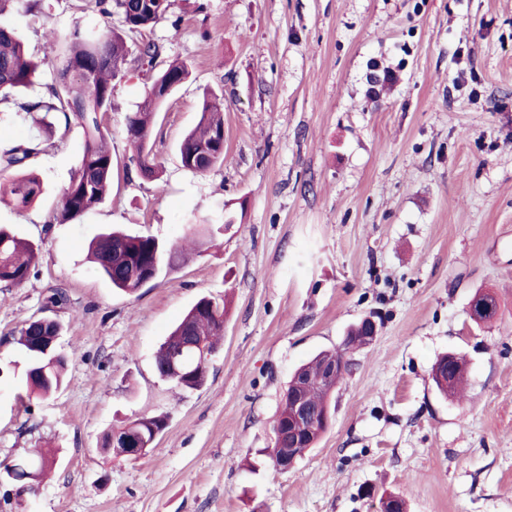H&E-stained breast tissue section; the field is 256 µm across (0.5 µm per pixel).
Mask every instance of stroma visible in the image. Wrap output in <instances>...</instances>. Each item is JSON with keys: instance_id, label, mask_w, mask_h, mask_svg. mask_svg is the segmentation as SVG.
Listing matches in <instances>:
<instances>
[{"instance_id": "stroma-1", "label": "stroma", "mask_w": 512, "mask_h": 512, "mask_svg": "<svg viewBox=\"0 0 512 512\" xmlns=\"http://www.w3.org/2000/svg\"><path fill=\"white\" fill-rule=\"evenodd\" d=\"M0 24L42 63L0 102L3 149L43 135L20 104L53 79L46 33L120 21L39 0ZM151 37L162 61L192 65L153 130L159 177L139 175L126 139L153 82L131 62L106 115V201L54 223L82 153L59 127L30 166L42 195L0 208L38 252L22 286H0V460H54L35 492L0 484V512H380L385 493L407 512H512V0H171ZM208 91L224 97V162L195 173L177 146ZM112 227L199 248L128 296L85 259ZM53 288L69 301L50 310ZM480 294L498 311L477 323ZM203 296L223 299L224 338L206 384L179 391L155 354ZM369 315L377 335L350 353L328 428L276 470L264 451L291 375ZM45 316L69 362L40 399L16 336ZM446 353L467 365L459 399L432 379ZM160 414L145 455L102 450L112 428Z\"/></svg>"}]
</instances>
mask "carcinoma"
Masks as SVG:
<instances>
[{
    "label": "carcinoma",
    "instance_id": "cac0c4a2",
    "mask_svg": "<svg viewBox=\"0 0 512 512\" xmlns=\"http://www.w3.org/2000/svg\"><path fill=\"white\" fill-rule=\"evenodd\" d=\"M103 16L118 14L130 32L146 34L170 9V0H90ZM44 59L54 67L52 83L43 95L21 104V108L35 116V122L50 132L55 126L68 130L72 127L83 133V150L78 166L62 194L55 213L58 224H74L86 213L102 204L112 187L114 161L109 145V132L104 115L112 108L113 81L124 76L129 49L123 38L112 29L86 31L72 30L65 43L49 34L45 40ZM162 55V47L145 38L138 46L136 61L149 67ZM42 62L31 58L16 32L0 25V94L27 88L33 83ZM191 65L174 59L162 68L149 94L138 109L126 118L125 132L137 153L139 173L147 178L159 176L160 164L150 146L157 117L170 91L184 83L191 75ZM45 141H23L0 151V170H21L29 166L44 151ZM185 168L199 171L200 161L208 168L224 163V97L214 95L204 100L195 127L178 146ZM43 192L42 183L33 175H22L0 183V205L24 210ZM89 259L105 276L112 287L134 294L150 282H155L179 269L185 255L178 245H166L152 236L123 231H108L97 235L89 245ZM36 260L32 244L0 226V284L6 287L22 285ZM471 308L477 319L496 314V300L489 295L474 297ZM224 304L209 298H200L187 311L163 342L155 357L158 374L175 386L197 390L208 378L210 356L217 350L224 332ZM61 335L57 321L47 324H25L19 330V344L28 354L26 381L30 390L40 396L59 391L65 380L67 356L53 359L36 350L37 335ZM201 347L187 349L179 357V372L171 371L174 350L189 340ZM340 350H323L300 365L288 383L287 392L306 400L313 408L331 407V396L336 383L321 377L322 365L335 358ZM465 377L464 363L453 354L440 357L434 367L433 380L443 393H453ZM287 410L278 413L274 429L283 436H275L271 459L279 463L290 454L303 455L318 441V431H296L298 441H288ZM166 428L162 416L140 417L115 428L107 435L104 447L115 456H124L122 437L129 431L137 433L140 447H152Z\"/></svg>",
    "mask_w": 512,
    "mask_h": 512
}]
</instances>
